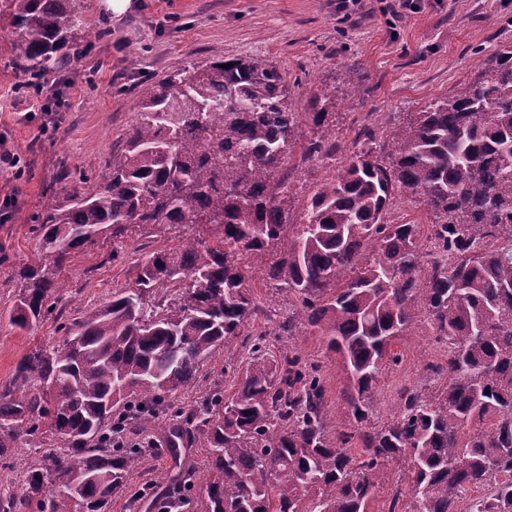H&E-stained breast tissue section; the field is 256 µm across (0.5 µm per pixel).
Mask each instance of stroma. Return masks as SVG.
Listing matches in <instances>:
<instances>
[{"label":"stroma","mask_w":512,"mask_h":512,"mask_svg":"<svg viewBox=\"0 0 512 512\" xmlns=\"http://www.w3.org/2000/svg\"><path fill=\"white\" fill-rule=\"evenodd\" d=\"M355 0L349 11L337 0H130L116 14L107 0H80L83 28L100 31L93 44H79L63 70L50 73L47 92L60 94L56 127L40 134L41 116H29L27 74L13 59L17 35L10 24V0H0V140L20 163L0 169V203L15 199L7 222H0V257L25 263L37 246L31 226L38 217L70 203L82 177L103 174L113 150L121 147L139 109V86L165 79L181 64L198 65L242 58L274 63L286 77L297 111L313 94L337 101L323 133L352 148L359 134L373 130L383 139L410 123L437 97L451 94L480 70L484 60L512 46V0ZM361 94H353V84ZM172 235H143L122 250L111 242L72 254L59 274L66 319L108 301L114 290L135 285L136 261L148 252L174 246ZM263 308L246 331L263 333L273 356L291 351L318 365L325 389L324 419L335 431L347 419L344 374L322 336L299 325L278 332L291 313L287 296L269 288L262 275L251 281ZM20 281L0 273V385L32 349L58 345L63 334L54 320L31 332L5 319ZM396 361L379 377L370 425L398 412L400 388L426 384L424 368L439 361L442 347L424 316L394 346ZM205 449L184 448L179 456L148 455L128 475L127 487L174 476L188 466L203 467Z\"/></svg>","instance_id":"1"}]
</instances>
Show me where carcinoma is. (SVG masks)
I'll return each mask as SVG.
<instances>
[{"label":"carcinoma","mask_w":512,"mask_h":512,"mask_svg":"<svg viewBox=\"0 0 512 512\" xmlns=\"http://www.w3.org/2000/svg\"><path fill=\"white\" fill-rule=\"evenodd\" d=\"M77 0H14L17 60L43 76L62 68L80 29ZM175 69L140 87L139 118L107 176L83 179L67 208L38 220L37 250L18 271L9 311L29 332L53 316L58 273L80 249L151 230L174 247L138 261L135 288L62 324V343L23 356L0 386V464L12 449L50 439L65 448L25 469L27 495L0 512H107L125 493L143 449H208L197 470L143 485L134 512H368L375 478L407 465L402 512H461L463 493L491 489L468 512H512V50L392 131L377 156L364 145L317 185L294 225L291 182L275 175L301 148L336 160L341 145L303 140L300 115L272 63L234 60ZM336 98L313 96L305 118L330 124ZM418 197L428 225L386 219ZM213 226L206 238L184 231ZM296 299L280 330L316 328L346 378L348 421L325 430L318 369L266 339L237 342L259 305L249 280ZM423 309L448 359L424 371L438 389L405 388L399 411L367 428L383 364ZM237 375L189 408L217 351ZM40 393H27L31 382ZM169 417L168 433L154 435ZM358 442L354 455L349 444Z\"/></svg>","instance_id":"1"}]
</instances>
